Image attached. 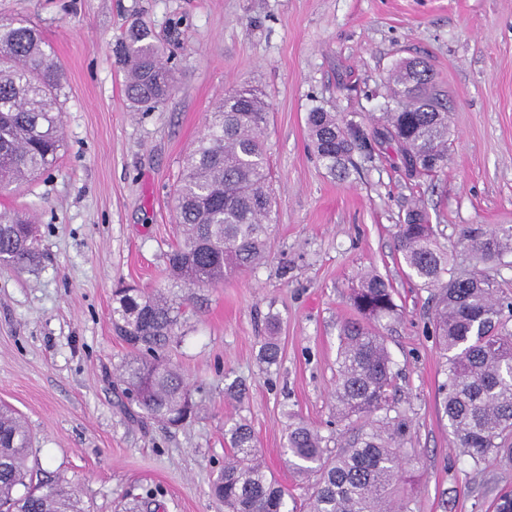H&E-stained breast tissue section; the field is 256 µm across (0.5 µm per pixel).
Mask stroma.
<instances>
[{"label": "stroma", "mask_w": 512, "mask_h": 512, "mask_svg": "<svg viewBox=\"0 0 512 512\" xmlns=\"http://www.w3.org/2000/svg\"><path fill=\"white\" fill-rule=\"evenodd\" d=\"M25 15L64 70L55 167L0 190V213L29 212L34 270L0 265V404L23 418L41 479L64 481L86 512H218L210 485L246 420L265 468L304 508L312 490L284 453L291 419L346 447L362 428L337 421L336 355L349 301L367 270L389 280L398 315L385 333L393 404L410 420L411 512H495L512 493V459L457 448L439 406L443 359L428 327L433 289L407 277L397 226L422 208L456 272L473 268L463 233L512 227V0H0ZM147 28L174 76L169 99L131 107L119 37ZM433 68L450 119L448 167L408 177L394 146L354 156L331 176L310 147L313 108L371 133L395 64ZM249 84L270 103L265 131L275 195L271 248L246 275L176 287L185 339L170 358L200 405L177 428L123 395L131 350L112 323L113 290L171 286L172 190L185 154L226 92ZM281 361L258 359L270 315ZM243 399H226L234 380Z\"/></svg>", "instance_id": "obj_1"}]
</instances>
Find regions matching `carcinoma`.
<instances>
[{
	"label": "carcinoma",
	"instance_id": "1",
	"mask_svg": "<svg viewBox=\"0 0 512 512\" xmlns=\"http://www.w3.org/2000/svg\"><path fill=\"white\" fill-rule=\"evenodd\" d=\"M129 66L127 98L153 108L173 91L170 69L143 30L119 45ZM63 72L39 32L24 18L0 20V187L30 170L48 172L61 147L62 113L57 107ZM391 102L372 117L374 139L393 142L407 174L432 177L448 167V111L423 61L403 62L392 73ZM269 104L251 89L224 96L207 130L188 153L175 192L182 238L167 256L170 278L189 287L224 282L226 271L245 274L265 258L273 198L264 133ZM313 151L328 172L346 177L354 152H370L366 137L333 112L307 115ZM397 250L409 276L438 291L432 333L445 359L439 385L441 408L457 446L473 459L495 450L512 457V303L496 297L498 285L480 271L458 274L435 241L420 210L397 225ZM471 254L478 265L495 264L512 253V228L471 230ZM33 224L19 213L0 214V265L18 271L36 265ZM115 327L134 349L122 381L130 403L147 416L178 426L196 414L180 369L168 356L182 338L180 313L159 288L153 294L126 286L115 291ZM360 318L340 331L337 351L336 415L369 421L336 454L328 439L304 422L288 425V462L312 482L306 512H411L395 498L408 458L401 445L408 418L394 411L389 391L394 375L383 330L397 313L392 285L368 271L352 296ZM260 346L268 367L280 362L276 332ZM232 453L213 483L224 512H288V490L257 457L255 433L240 419L224 429ZM32 439L15 412L0 405V509L4 512H83L79 499L57 481L33 479Z\"/></svg>",
	"mask_w": 512,
	"mask_h": 512
}]
</instances>
